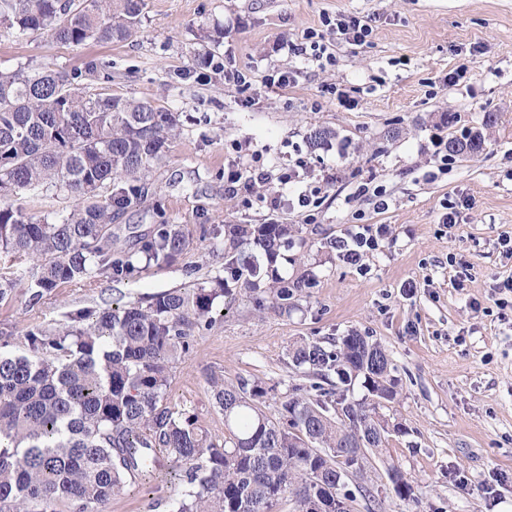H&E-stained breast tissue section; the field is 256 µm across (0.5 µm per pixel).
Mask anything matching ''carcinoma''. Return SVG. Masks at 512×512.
<instances>
[{"instance_id":"cac0c4a2","label":"carcinoma","mask_w":512,"mask_h":512,"mask_svg":"<svg viewBox=\"0 0 512 512\" xmlns=\"http://www.w3.org/2000/svg\"><path fill=\"white\" fill-rule=\"evenodd\" d=\"M144 0H0V26L20 35L82 45L132 37ZM180 134L177 118L150 101L90 94L46 67L0 70V253L39 262L28 286L38 303L62 283L97 274L133 275L141 261L169 264L189 246L180 224H159L133 247L112 249L113 213L142 197L145 178L164 162ZM336 133L317 127L306 144L325 148ZM468 155L484 150L481 134L460 138ZM448 139L450 156L460 140ZM115 195H102L110 186ZM66 190L78 198L66 216L35 220L7 200L23 190ZM294 229L275 221L224 225V277L191 292L172 289L145 300L82 309L75 325L51 333L35 326L27 352L0 351V512H105L112 495L168 467L183 486L173 512H273L288 497L293 512H336L349 504L369 448L386 439L373 415L397 394L391 360L357 331L323 346L297 342L294 367L314 379L281 396V419L256 405L269 389L212 374L208 384L224 413L218 444L194 417L167 403L173 364L185 359L196 332L216 322V301L242 282L258 310L286 312L313 280L288 278ZM362 379L361 399L348 398ZM387 476L398 497L418 496L402 470Z\"/></svg>"}]
</instances>
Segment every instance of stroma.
Masks as SVG:
<instances>
[{
    "mask_svg": "<svg viewBox=\"0 0 512 512\" xmlns=\"http://www.w3.org/2000/svg\"><path fill=\"white\" fill-rule=\"evenodd\" d=\"M340 14L371 18L365 43L336 39L328 21ZM218 29L224 36L212 41ZM308 31L321 36L330 58L281 50ZM204 56L248 72L250 88L201 65ZM92 60L110 64L111 82L85 75ZM27 62L81 72L90 92L106 88L176 114L180 134L149 173L150 194L115 213L112 240L124 249L155 225L181 224L192 241L172 264H141L126 280L64 283L36 304L27 288L36 264L0 253V272L19 280L0 301V344L21 353L27 330L68 329L76 310L222 276L225 225L294 224L300 261L288 273L312 269L313 286L285 313L225 297L223 317L173 366L170 406L223 440L224 415L207 383L215 373L264 381L270 391L260 407L279 418L280 395L309 383L291 365L289 347L356 330L387 350L399 386L377 414L400 430L382 453L368 455L362 484L387 512H512V319H500L493 291L512 276V256L500 244L512 236V0H145L138 33L124 42L53 44L0 27V69ZM280 71L290 84L269 88L268 76ZM444 112L456 113L457 123L443 124ZM489 112L498 117L490 126ZM317 126L336 137L312 152L306 136ZM475 130L488 142L483 154L447 158L448 138ZM242 159L276 172L299 164L288 187L275 179L263 187L280 196L277 209L230 183ZM364 183L383 192L385 210L357 195ZM305 190L313 194L306 209L298 205ZM73 203L63 191L12 200L52 219ZM448 203L452 226L441 222ZM361 224L380 235L354 266L334 243ZM392 464L418 504L395 494L386 474ZM181 491L163 473L113 495L106 512H170Z\"/></svg>",
    "mask_w": 512,
    "mask_h": 512,
    "instance_id": "obj_1",
    "label": "stroma"
}]
</instances>
